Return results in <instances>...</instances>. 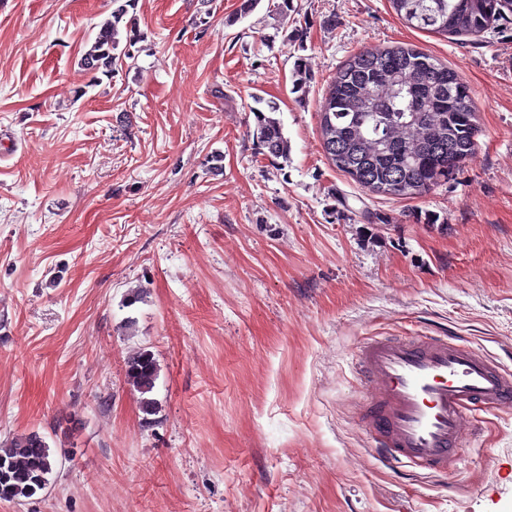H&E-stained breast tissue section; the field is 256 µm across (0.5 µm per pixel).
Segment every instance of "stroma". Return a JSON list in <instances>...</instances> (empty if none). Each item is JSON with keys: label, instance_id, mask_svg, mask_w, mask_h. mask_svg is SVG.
<instances>
[{"label": "stroma", "instance_id": "obj_1", "mask_svg": "<svg viewBox=\"0 0 512 512\" xmlns=\"http://www.w3.org/2000/svg\"><path fill=\"white\" fill-rule=\"evenodd\" d=\"M281 2L138 0L143 41L95 83L80 58L111 0H0V442L72 452L0 512H512V410L475 412L452 477L394 468L367 450L355 364L375 336L446 335L512 370V13L445 37L388 0ZM394 45L455 70L478 113L473 155L414 199L321 144L339 67ZM259 99L287 157L253 143ZM141 349L150 419L125 381ZM159 366L154 354L149 350H139L131 354L126 362V382L142 396L141 408L147 415L157 412L158 403L145 396L153 392L158 378Z\"/></svg>", "mask_w": 512, "mask_h": 512}]
</instances>
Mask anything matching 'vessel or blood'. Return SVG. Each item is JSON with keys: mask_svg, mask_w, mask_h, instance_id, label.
<instances>
[{"mask_svg": "<svg viewBox=\"0 0 512 512\" xmlns=\"http://www.w3.org/2000/svg\"><path fill=\"white\" fill-rule=\"evenodd\" d=\"M356 360L371 389L370 452L452 475L475 408L512 409V373L452 336L374 337Z\"/></svg>", "mask_w": 512, "mask_h": 512, "instance_id": "1", "label": "vessel or blood"}]
</instances>
